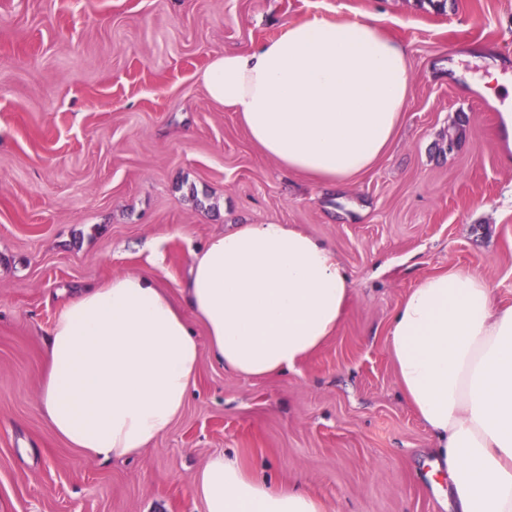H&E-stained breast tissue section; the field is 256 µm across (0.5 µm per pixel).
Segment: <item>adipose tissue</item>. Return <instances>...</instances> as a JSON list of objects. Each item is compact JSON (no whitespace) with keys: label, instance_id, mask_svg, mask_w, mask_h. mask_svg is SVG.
<instances>
[{"label":"adipose tissue","instance_id":"1","mask_svg":"<svg viewBox=\"0 0 512 512\" xmlns=\"http://www.w3.org/2000/svg\"><path fill=\"white\" fill-rule=\"evenodd\" d=\"M409 57L373 16L315 18L214 56L201 80L283 171L334 186L395 142ZM350 293L325 241L292 224L237 225L193 252L180 300L136 273L79 289L45 339L41 414L98 462L136 455L182 412L202 350L245 378L286 373L335 335ZM388 349L406 401L435 439L455 512H512V306L496 304L478 272L448 267L397 306ZM190 487L205 512H331L224 453Z\"/></svg>","mask_w":512,"mask_h":512}]
</instances>
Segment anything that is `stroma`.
Here are the masks:
<instances>
[{"label": "stroma", "instance_id": "35a3bbf8", "mask_svg": "<svg viewBox=\"0 0 512 512\" xmlns=\"http://www.w3.org/2000/svg\"><path fill=\"white\" fill-rule=\"evenodd\" d=\"M368 14L408 46L412 91L398 139L345 187L283 173L199 79L287 22ZM492 63L512 74V0H0V512H204L189 480L218 453L334 512H452L387 337L451 265L512 305V165L476 88ZM268 222L344 263L334 336L266 378L202 352L136 457L102 464L50 431L43 337L72 290L136 272L179 297L191 250Z\"/></svg>", "mask_w": 512, "mask_h": 512}]
</instances>
